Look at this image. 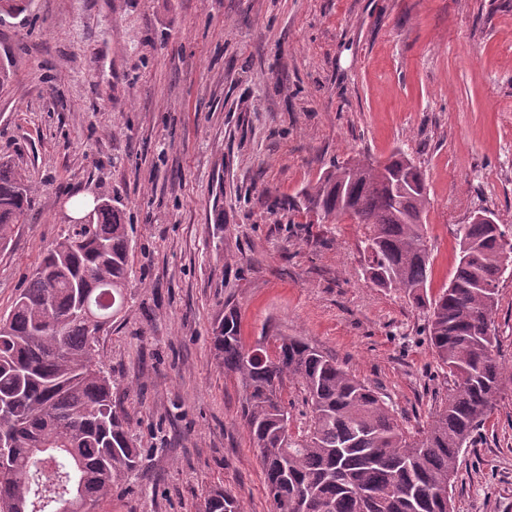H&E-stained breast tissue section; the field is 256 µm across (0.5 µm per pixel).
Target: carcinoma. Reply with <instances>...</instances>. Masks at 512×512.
<instances>
[{
    "mask_svg": "<svg viewBox=\"0 0 512 512\" xmlns=\"http://www.w3.org/2000/svg\"><path fill=\"white\" fill-rule=\"evenodd\" d=\"M396 152L382 166L335 162L302 191L317 218L347 216L368 229L373 251L363 273L426 310L424 333L450 380L426 427L410 431L376 389L301 336H270L248 348L234 309L213 328L224 373L242 385V417L259 452L274 512H454L452 487L462 448L512 385L497 358L494 315L503 244L512 225L496 214L469 217L455 230L459 259L448 286L428 294L431 249L425 233L424 173ZM33 184L0 157V246L31 208ZM85 224L47 250L0 317V431L12 440L11 474L0 477V512L19 504L57 512L52 499L82 485L98 504L140 462L125 415L112 408L100 333L124 309L131 225L103 198ZM112 290V303L100 293ZM97 317L90 322L88 314ZM301 395L304 421L284 434L288 384ZM56 458L45 472L39 461ZM204 512H245L225 490H213Z\"/></svg>",
    "mask_w": 512,
    "mask_h": 512,
    "instance_id": "cac0c4a2",
    "label": "carcinoma"
}]
</instances>
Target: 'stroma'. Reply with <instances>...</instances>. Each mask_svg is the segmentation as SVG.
<instances>
[{"label":"stroma","instance_id":"35a3bbf8","mask_svg":"<svg viewBox=\"0 0 512 512\" xmlns=\"http://www.w3.org/2000/svg\"><path fill=\"white\" fill-rule=\"evenodd\" d=\"M5 55L0 156L36 193L0 250V316L72 196L109 198L132 226L100 350L141 463L97 512H202L216 488L273 512L243 389L212 347L228 305L246 346L305 337L406 429L426 424L448 382L425 311L365 278L361 225L297 205L333 162L403 150L427 177L435 292L456 225L481 207L512 224V0H30L0 21ZM495 329L511 368L512 274ZM453 497L512 512V388L461 450Z\"/></svg>","mask_w":512,"mask_h":512}]
</instances>
